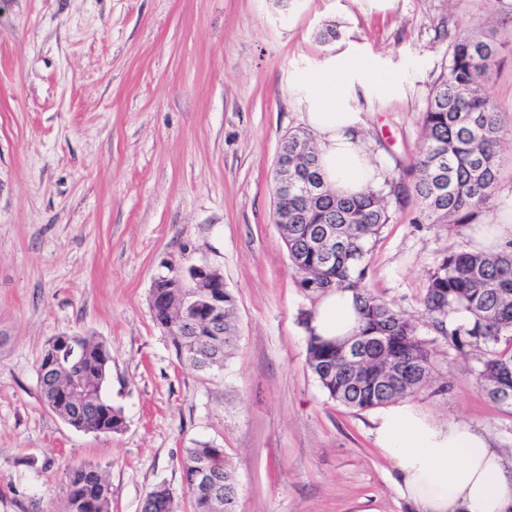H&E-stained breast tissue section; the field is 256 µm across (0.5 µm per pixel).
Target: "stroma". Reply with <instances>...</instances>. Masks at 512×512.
<instances>
[{
  "label": "stroma",
  "mask_w": 512,
  "mask_h": 512,
  "mask_svg": "<svg viewBox=\"0 0 512 512\" xmlns=\"http://www.w3.org/2000/svg\"><path fill=\"white\" fill-rule=\"evenodd\" d=\"M463 30L499 43L489 93L512 122V0H0V512H65L64 465L90 463L108 471L112 512H140L161 483L193 512L181 461L197 442L223 449L238 512H412L375 410L339 405L307 368L303 319L320 297L290 266L273 172L283 136L307 128L293 83L348 54L401 86L360 109L404 174ZM386 205L362 284L416 322L448 384L411 401L512 459V409L486 401L477 358L422 305L438 260L470 250L468 227L424 223L412 195ZM202 263L234 293L240 336L208 374L179 363L149 309L166 265ZM62 333L109 350L122 432L76 430L43 403L37 359Z\"/></svg>",
  "instance_id": "obj_1"
}]
</instances>
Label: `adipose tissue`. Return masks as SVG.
<instances>
[{"instance_id":"adipose-tissue-1","label":"adipose tissue","mask_w":512,"mask_h":512,"mask_svg":"<svg viewBox=\"0 0 512 512\" xmlns=\"http://www.w3.org/2000/svg\"><path fill=\"white\" fill-rule=\"evenodd\" d=\"M392 86L370 60L342 55L307 74L297 87L322 174L338 194L383 184V163L361 134L364 118L355 104L359 95L386 94ZM310 325L328 339L353 336L359 326L353 292H329ZM373 424L375 443L394 467L393 484L413 512H512V462L483 430L436 422L408 401L383 408Z\"/></svg>"}]
</instances>
